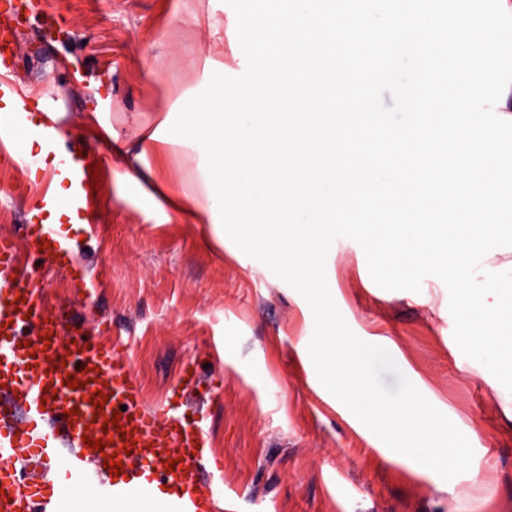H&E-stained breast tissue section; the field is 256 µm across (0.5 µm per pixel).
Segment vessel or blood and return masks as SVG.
I'll use <instances>...</instances> for the list:
<instances>
[{"mask_svg": "<svg viewBox=\"0 0 512 512\" xmlns=\"http://www.w3.org/2000/svg\"><path fill=\"white\" fill-rule=\"evenodd\" d=\"M5 95L15 108L0 120V139L16 137L30 102L8 86L0 87ZM63 236L45 228L22 245L0 237V512H33L39 503L44 512H69L70 496L89 484L113 512L139 502L153 503L155 512H224L223 490L207 484L201 468L206 439L199 424L147 408L131 362L105 340L65 330V310L23 272L24 252L51 264L64 260ZM72 378L79 387H68ZM99 391L108 398L101 408L90 402ZM120 409L126 415L117 426L103 427L101 416ZM61 436L73 448L67 478L49 488L37 469L52 460ZM90 437L105 441L104 451L87 446ZM23 453L26 474L11 465ZM110 454L123 464L120 476L103 465Z\"/></svg>", "mask_w": 512, "mask_h": 512, "instance_id": "b4317fda", "label": "vessel or blood"}]
</instances>
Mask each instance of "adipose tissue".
Instances as JSON below:
<instances>
[{
  "mask_svg": "<svg viewBox=\"0 0 512 512\" xmlns=\"http://www.w3.org/2000/svg\"><path fill=\"white\" fill-rule=\"evenodd\" d=\"M165 113L136 122V142L132 156L126 157V170L115 172L120 184H132L139 196L165 222L197 224L203 237L215 238L209 190L203 175L191 170L174 183L165 182L152 167L153 162L175 154L177 145L156 140L154 133L165 121ZM26 136L1 142L10 155L27 164V177L34 185L45 186V199L30 210L31 223L67 224L73 231L88 229L97 219V206L72 201L66 163L70 156L63 147L67 138L62 115L58 112H27L23 115Z\"/></svg>",
  "mask_w": 512,
  "mask_h": 512,
  "instance_id": "ef3b65f1",
  "label": "adipose tissue"
}]
</instances>
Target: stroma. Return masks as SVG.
<instances>
[{"label":"stroma","mask_w":512,"mask_h":512,"mask_svg":"<svg viewBox=\"0 0 512 512\" xmlns=\"http://www.w3.org/2000/svg\"><path fill=\"white\" fill-rule=\"evenodd\" d=\"M17 28L15 82L65 115L71 142L105 154L93 233L60 268L22 255L76 328L130 358L146 402L191 416L223 461L230 512H512V417L495 377L454 337L449 293L385 290L365 253L341 237L335 303L354 334L385 348L400 373L467 437V472L446 480L390 449L318 379L308 353L314 318L304 297L233 242L207 245L194 224H164L134 187L112 177L135 142L132 120L181 104L207 85L199 65L238 76L236 15L226 0H40ZM169 83L166 102L153 71ZM112 126L120 152L91 129ZM40 190L0 148V234L32 235ZM201 381L182 392L186 366ZM492 493L475 496L473 481Z\"/></svg>","instance_id":"stroma-1"}]
</instances>
